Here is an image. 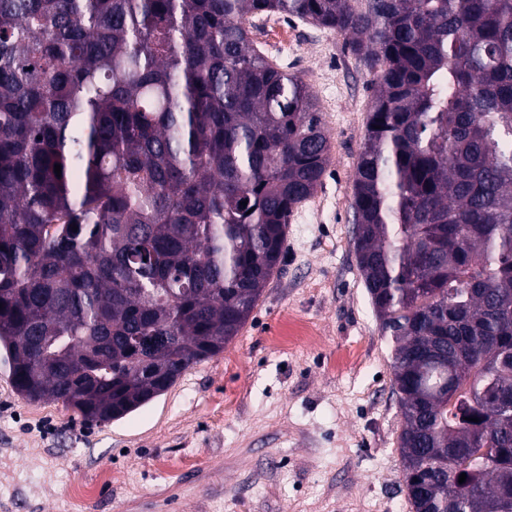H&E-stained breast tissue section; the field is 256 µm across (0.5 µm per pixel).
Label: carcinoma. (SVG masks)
<instances>
[{
  "label": "carcinoma",
  "instance_id": "obj_1",
  "mask_svg": "<svg viewBox=\"0 0 512 512\" xmlns=\"http://www.w3.org/2000/svg\"><path fill=\"white\" fill-rule=\"evenodd\" d=\"M273 13L376 74L354 251L413 512H512V0H0L13 388L120 420L245 326L331 152L308 84L250 40ZM140 336L169 340L153 379Z\"/></svg>",
  "mask_w": 512,
  "mask_h": 512
}]
</instances>
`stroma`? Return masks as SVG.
<instances>
[{
	"label": "stroma",
	"instance_id": "stroma-1",
	"mask_svg": "<svg viewBox=\"0 0 512 512\" xmlns=\"http://www.w3.org/2000/svg\"><path fill=\"white\" fill-rule=\"evenodd\" d=\"M251 38L318 98L321 213H294L280 272L223 352L123 419L89 424L0 381V512H411L389 349L353 248L374 74L344 35L292 17L255 20ZM292 319L319 342L288 347ZM79 482L97 486L80 507Z\"/></svg>",
	"mask_w": 512,
	"mask_h": 512
}]
</instances>
